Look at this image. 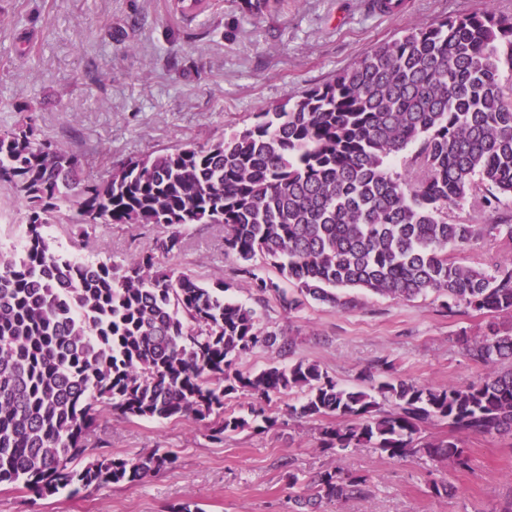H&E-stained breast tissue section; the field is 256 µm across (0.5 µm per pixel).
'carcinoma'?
<instances>
[{
	"label": "carcinoma",
	"instance_id": "carcinoma-1",
	"mask_svg": "<svg viewBox=\"0 0 512 512\" xmlns=\"http://www.w3.org/2000/svg\"><path fill=\"white\" fill-rule=\"evenodd\" d=\"M256 19L281 0H238ZM512 16L485 7L402 31L329 82L264 109L249 125L204 145L178 144L82 177L86 157L42 138L24 116L0 127V188L25 207L22 248L0 252V485L23 482L40 497L130 485L173 469L179 455L83 462L86 436L105 410L125 419L203 423L217 443L276 425L270 403L302 395L290 414L320 422L317 447L375 448L471 468L460 435L512 439V334L490 329L467 345L491 366L464 386L433 388L385 359L341 386L319 364L277 361L244 372L257 349L294 353L291 338L261 326L252 306L224 298L222 276L158 265L182 249L177 227L224 225L233 277L256 300L292 312L308 298L348 309L340 289L413 298L434 293L441 310L512 312V257L492 269L451 256L479 239L512 240V219L448 221V208L479 188L498 212L512 200ZM411 152L405 173L391 161ZM140 224L173 228L124 264L67 258L48 228ZM270 265L295 287L264 273ZM250 398L246 415L224 410ZM448 424L445 437L424 434ZM296 504L362 497L367 477L317 474Z\"/></svg>",
	"mask_w": 512,
	"mask_h": 512
}]
</instances>
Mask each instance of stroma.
Masks as SVG:
<instances>
[{
  "instance_id": "1",
  "label": "stroma",
  "mask_w": 512,
  "mask_h": 512,
  "mask_svg": "<svg viewBox=\"0 0 512 512\" xmlns=\"http://www.w3.org/2000/svg\"><path fill=\"white\" fill-rule=\"evenodd\" d=\"M177 0H0V123L27 104L41 136L89 155L87 179L113 165L177 142L200 145L243 127L286 95L324 83L363 54L407 28L483 6L512 16V0H406L386 15L368 0H286L256 19L234 0H203L192 16ZM25 209L0 189V251L13 252ZM156 225L100 224L90 236L69 224L53 229L63 255L120 265L159 234ZM181 253L162 267L196 276H232L220 224L185 226ZM436 295L406 300L359 293L352 309L315 300L292 312L263 306L262 323L294 339L295 358L318 363L343 385L380 359L399 375L432 387L464 385L487 368L466 351L489 327L512 331V313L450 315ZM269 412L278 424L214 443L185 420H127L103 412L90 446L136 457L156 448L180 455L173 470L120 487L88 488L41 498L20 485H0V512H163L181 501L205 512H289L283 464L300 482L335 467L368 476L371 492L323 503L322 512H491L512 500V441L469 436L466 471L440 468L455 492L434 496L430 466L397 460L372 448L336 454L316 446V421L289 417L281 401Z\"/></svg>"
}]
</instances>
